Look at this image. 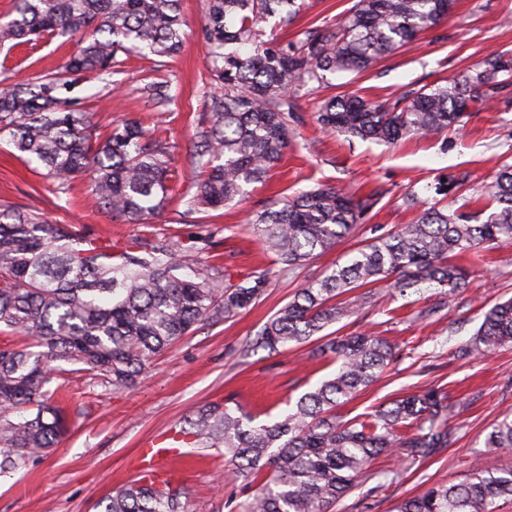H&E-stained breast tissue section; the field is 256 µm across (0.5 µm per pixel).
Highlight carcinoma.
Masks as SVG:
<instances>
[{
    "instance_id": "obj_1",
    "label": "carcinoma",
    "mask_w": 512,
    "mask_h": 512,
    "mask_svg": "<svg viewBox=\"0 0 512 512\" xmlns=\"http://www.w3.org/2000/svg\"><path fill=\"white\" fill-rule=\"evenodd\" d=\"M453 0H355L335 28L305 33L297 41L263 39L271 17L284 26L301 11L297 0H207L203 33L210 46V98L194 133V193L185 215L210 212L243 200L247 187L264 181L280 162L298 122L290 92L325 73L361 72L378 58L416 40L446 18ZM180 0H16L0 15V45L90 32L64 70L24 85L0 80V140L65 185L85 177L92 203L113 217L141 224L164 207L176 178L168 147L137 122L107 135L90 113L69 107L56 91L68 76L119 67L120 51L148 49L171 55L182 43ZM512 84V56L492 51L461 79L394 100L353 95L323 101L318 121L329 131L395 142L459 124L470 104L485 103ZM157 108L170 100L168 84L152 81ZM493 209L479 224L451 206L423 209L412 224L377 237L346 262L298 289L264 324L255 345L277 352L300 344L355 313L370 293L339 297L378 282L404 294L424 285L449 298L466 287V272L448 262L454 253L512 243V164L490 185ZM372 198L355 199L329 186L290 195L281 206L252 215L263 250L290 269L349 236ZM167 241L126 246L117 255L96 239L76 237L19 209L0 211V325L36 340L33 347L0 348V442L21 458L41 457L66 430L65 412L48 403L45 385L65 362L114 392L131 387L152 359L207 322L238 316L265 292L259 274L242 284L224 283L198 242ZM512 344V300L484 314L463 355ZM321 350L336 355V373L301 396L272 424L251 420L227 404H212L187 420L182 440L224 449L238 476L268 481L246 512H330L380 455L397 453L413 465L454 442L452 407L438 387L391 402L366 420H345L336 408L372 385L396 358L374 334L330 339ZM26 407L32 414L7 417ZM487 448H512V417L494 423ZM512 500V468L499 472L472 465L465 481L436 486L403 499L396 512H497ZM101 512H185L181 492L130 484L105 498Z\"/></svg>"
}]
</instances>
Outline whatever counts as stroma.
<instances>
[{
	"label": "stroma",
	"mask_w": 512,
	"mask_h": 512,
	"mask_svg": "<svg viewBox=\"0 0 512 512\" xmlns=\"http://www.w3.org/2000/svg\"><path fill=\"white\" fill-rule=\"evenodd\" d=\"M307 8L280 40L302 38L318 26H336L354 0H307ZM186 22L179 51L172 56L123 55L120 74L107 77L74 74L63 90L72 108L92 113L101 130L127 120L140 122L169 146L179 173L190 169L196 126L213 88L210 49L202 28L206 0H180ZM79 36L58 37L31 46L0 47V79L30 83L61 71L77 50ZM512 52V0H455L443 21L417 40L383 57L362 72L327 75L323 83L300 87L294 94L300 123L281 163L246 199L219 211L182 214L192 194L179 180L170 202L144 224H129L93 206L84 180L57 187L53 180L14 156L0 143V210L21 209L42 220L65 225L73 234L95 237L120 251L139 239L186 240L208 227L214 252L232 282L261 273L269 286L239 316L200 326L158 356L135 386L115 392L82 374L48 385L70 421L69 433L42 458L16 461L0 472V512H99L98 502L133 483L135 452L141 440L166 436L184 427L202 406L225 403L242 413L271 421L284 413L320 380L332 374L331 357L317 353L309 340L279 354L253 349L264 323L297 289L371 238L411 223L422 205L437 201L436 186L452 175L469 172L470 188L450 192L456 206L485 220L488 187L503 162L512 163V86L492 106H476L466 123L391 145L331 133L317 122L324 98L353 93L382 101L405 92L444 85L460 78L491 50ZM164 79L172 98L157 112L145 89ZM320 184L339 187L354 198L374 197L352 235L308 265L282 270L263 252L249 217L274 207L284 195ZM419 203L410 207L407 196ZM470 284L449 301L436 289L399 294L374 288L357 313L335 323L338 335L375 332L399 348L400 357L378 380L339 407L344 418L364 417L380 406L439 385L455 407L450 424L457 441L437 455L406 465L399 455H383L332 512H393L399 500L434 484L463 482L473 461L495 471L512 467L511 450L484 444L489 427L512 416V346L480 356L456 357L470 342L484 313L512 297V244L474 255L456 256ZM439 311L431 317L423 311ZM179 489L188 512H242L253 486L229 470L220 448H197Z\"/></svg>",
	"instance_id": "obj_1"
}]
</instances>
